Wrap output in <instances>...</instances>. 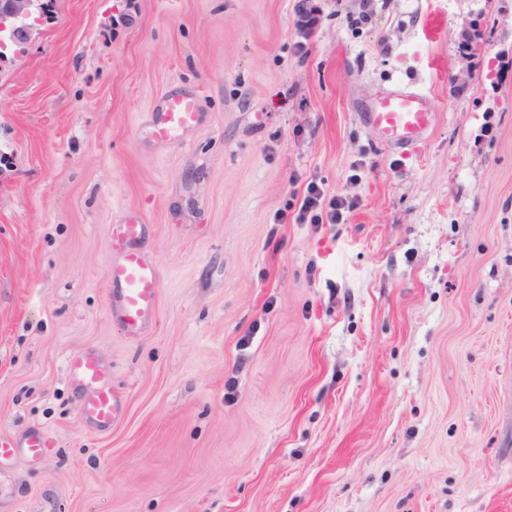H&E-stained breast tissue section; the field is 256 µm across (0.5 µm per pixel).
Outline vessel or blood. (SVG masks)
Instances as JSON below:
<instances>
[{
  "instance_id": "b4317fda",
  "label": "vessel or blood",
  "mask_w": 512,
  "mask_h": 512,
  "mask_svg": "<svg viewBox=\"0 0 512 512\" xmlns=\"http://www.w3.org/2000/svg\"><path fill=\"white\" fill-rule=\"evenodd\" d=\"M203 114L191 94H172L152 112L150 126L157 139L198 126ZM372 126L381 142L394 148H411L421 141L434 125L435 114L429 97L418 90L397 89L372 101L361 114ZM147 227L130 219L112 229V244L119 253L107 271L112 291V316L133 336L141 334L153 321L158 303L159 273L143 252L142 241ZM72 376L94 386L85 402L88 419L97 427L112 426L120 413V402L114 389L99 385L98 365L86 352L68 357Z\"/></svg>"
}]
</instances>
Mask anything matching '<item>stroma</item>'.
I'll return each instance as SVG.
<instances>
[{
    "mask_svg": "<svg viewBox=\"0 0 512 512\" xmlns=\"http://www.w3.org/2000/svg\"><path fill=\"white\" fill-rule=\"evenodd\" d=\"M298 2L52 0L0 60V438L46 436L0 512H512V0ZM394 88L437 114L407 151L360 118ZM174 91L203 121L154 140ZM312 181L354 209L278 223ZM146 231L147 224L138 219L115 224L112 229V244L120 254L107 271L112 317L132 336L141 334L153 321L158 303L159 273L142 249ZM68 366L72 376L87 385H98L99 368L94 357L87 352H74L68 357ZM88 419L97 427L106 429L112 426L119 416L120 402L114 388L99 385L85 402Z\"/></svg>",
    "mask_w": 512,
    "mask_h": 512,
    "instance_id": "1",
    "label": "stroma"
}]
</instances>
